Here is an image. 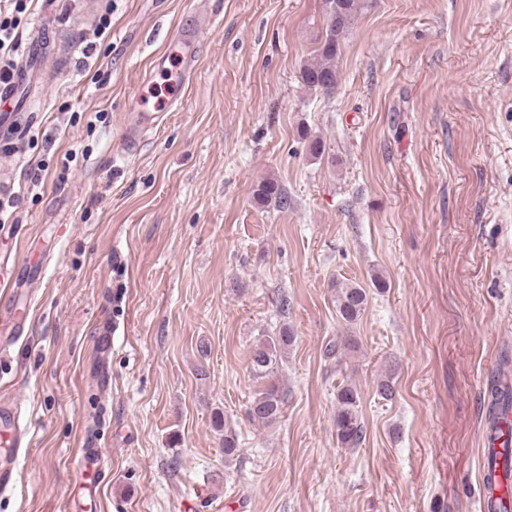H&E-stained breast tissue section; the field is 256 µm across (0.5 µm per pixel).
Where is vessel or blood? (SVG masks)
I'll return each mask as SVG.
<instances>
[{"mask_svg":"<svg viewBox=\"0 0 512 512\" xmlns=\"http://www.w3.org/2000/svg\"><path fill=\"white\" fill-rule=\"evenodd\" d=\"M211 26L210 18L197 14L190 20L179 24L177 31L164 49L155 57L150 67L145 71L143 82H151L157 75L163 74L168 62H175L176 78L171 85L163 102L151 105L144 96H132L128 109V121L125 126V137L128 142H137L141 133L159 126L167 112L178 102L184 91L188 75L193 73L198 62L199 44ZM32 74L31 65H23L14 75L11 82L0 83V112H11L16 107V96L19 89L29 82ZM27 431L22 428L19 418L13 412H0V442L9 447L21 448ZM512 443V427H504L485 436L483 450L484 461L494 466L502 464V450L506 443ZM103 468V455L95 448H81L76 453L75 470L77 476L86 472ZM512 502V481L504 477L484 482L480 499L482 512H499L502 505Z\"/></svg>","mask_w":512,"mask_h":512,"instance_id":"vessel-or-blood-1","label":"vessel or blood"}]
</instances>
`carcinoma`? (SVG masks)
Listing matches in <instances>:
<instances>
[{"label": "carcinoma", "mask_w": 512, "mask_h": 512, "mask_svg": "<svg viewBox=\"0 0 512 512\" xmlns=\"http://www.w3.org/2000/svg\"><path fill=\"white\" fill-rule=\"evenodd\" d=\"M364 7V0H326L325 9L331 10L333 23L326 24L318 39L317 61L302 70V80L309 87L330 92L336 89L339 72L336 59L340 45L353 20ZM256 199L278 208L288 207V198L278 184L272 180L261 183L255 191ZM368 303V291L357 284H336V311L340 319L352 324L364 313ZM293 341L288 328L278 334L260 340L252 349L250 362L255 377L262 381L260 389L247 408L250 420L262 425L278 421L283 410L284 396L280 392L277 378L282 354ZM512 407V392L494 389L488 420L497 421V415ZM336 438L344 448L358 447L364 438L363 422L359 412L357 391L345 385L336 394Z\"/></svg>", "instance_id": "carcinoma-1"}]
</instances>
